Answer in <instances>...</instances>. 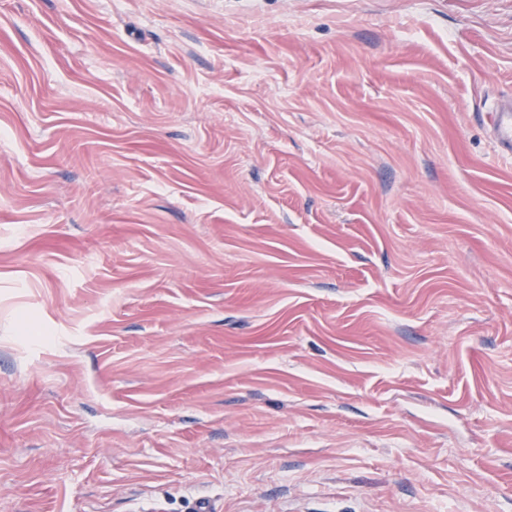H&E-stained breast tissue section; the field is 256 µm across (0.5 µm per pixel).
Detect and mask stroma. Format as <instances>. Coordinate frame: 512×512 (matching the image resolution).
<instances>
[{
    "instance_id": "obj_1",
    "label": "stroma",
    "mask_w": 512,
    "mask_h": 512,
    "mask_svg": "<svg viewBox=\"0 0 512 512\" xmlns=\"http://www.w3.org/2000/svg\"><path fill=\"white\" fill-rule=\"evenodd\" d=\"M512 0H0V512H512ZM491 130L494 138L506 155H512V101L496 104L493 108Z\"/></svg>"
}]
</instances>
